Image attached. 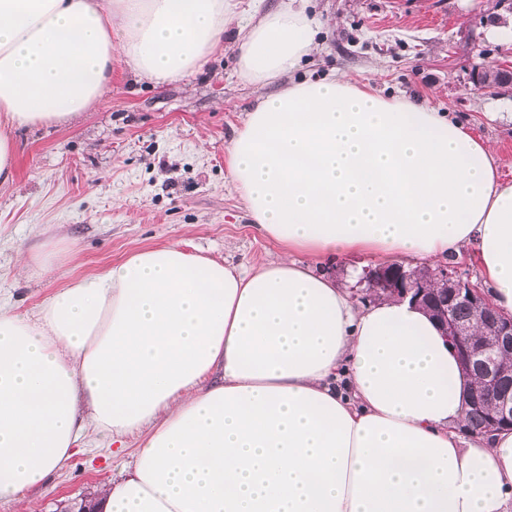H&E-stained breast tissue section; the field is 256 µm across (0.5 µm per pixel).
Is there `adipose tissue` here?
<instances>
[{"label":"adipose tissue","instance_id":"obj_1","mask_svg":"<svg viewBox=\"0 0 512 512\" xmlns=\"http://www.w3.org/2000/svg\"><path fill=\"white\" fill-rule=\"evenodd\" d=\"M304 8L234 0H0V185L19 127L101 102L122 56L161 85L232 33L238 73L278 83L229 170L281 254L227 265L180 244L0 312V500L28 512L89 432H140L105 512H512V430L465 433L464 374L409 300L355 304L322 262L469 256L512 316V183L449 113L369 82L284 83L316 49Z\"/></svg>","mask_w":512,"mask_h":512}]
</instances>
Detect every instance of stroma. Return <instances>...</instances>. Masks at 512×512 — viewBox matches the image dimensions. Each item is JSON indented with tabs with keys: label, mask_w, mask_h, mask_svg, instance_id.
Segmentation results:
<instances>
[{
	"label": "stroma",
	"mask_w": 512,
	"mask_h": 512,
	"mask_svg": "<svg viewBox=\"0 0 512 512\" xmlns=\"http://www.w3.org/2000/svg\"><path fill=\"white\" fill-rule=\"evenodd\" d=\"M319 23L316 53L295 79L336 73L381 94L427 102L495 150L512 182V90L478 89L479 67L512 66V0H309ZM269 87L242 81L232 37L197 73L157 86L112 62L104 100L64 126L20 128L17 177L0 187V306L36 311L77 276L95 275L132 251L182 243L186 252L234 265L281 248L251 226L230 185L231 138ZM55 253V269L18 277V258ZM98 434L46 486L29 491L33 512L91 496L130 462Z\"/></svg>",
	"instance_id": "35a3bbf8"
}]
</instances>
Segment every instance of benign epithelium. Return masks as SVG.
Segmentation results:
<instances>
[{
  "instance_id": "benign-epithelium-1",
  "label": "benign epithelium",
  "mask_w": 512,
  "mask_h": 512,
  "mask_svg": "<svg viewBox=\"0 0 512 512\" xmlns=\"http://www.w3.org/2000/svg\"><path fill=\"white\" fill-rule=\"evenodd\" d=\"M474 82L484 89L507 87L512 84V68H477ZM359 284L364 286L365 299H407L427 309L438 321L461 369L467 374L477 369L482 374L480 389L469 395L468 407L485 412L488 432L512 427V366L506 368L500 363L502 356L512 358V316L490 308L469 278L446 265L429 269L424 276L418 268L399 263L370 266L363 270ZM459 304L468 305L491 332L480 340L471 337L468 326L454 317Z\"/></svg>"
}]
</instances>
